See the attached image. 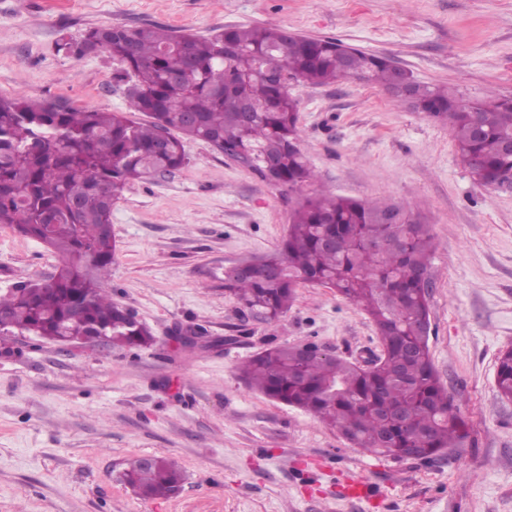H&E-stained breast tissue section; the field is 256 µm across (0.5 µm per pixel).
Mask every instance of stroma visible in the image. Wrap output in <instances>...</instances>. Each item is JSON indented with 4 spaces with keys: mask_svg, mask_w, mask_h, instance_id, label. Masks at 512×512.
<instances>
[{
    "mask_svg": "<svg viewBox=\"0 0 512 512\" xmlns=\"http://www.w3.org/2000/svg\"><path fill=\"white\" fill-rule=\"evenodd\" d=\"M144 24L202 35L277 25L387 57L420 82L512 99V0H0V96L127 111L116 61L65 55L57 41ZM288 91L317 189L407 203L428 224L431 359L472 444L395 461L244 386L238 366L270 345L313 343L351 361L381 346L335 289L299 285L274 322L225 293V267L274 251L301 195L193 140L186 165L128 184L112 205L106 286L154 343L64 350L18 335L0 349V512H512V401L495 384L512 347V185L477 184L447 126L376 85ZM59 264L0 224V294ZM144 455L177 462V495L143 498L123 482ZM361 477L371 496H354Z\"/></svg>",
    "mask_w": 512,
    "mask_h": 512,
    "instance_id": "35a3bbf8",
    "label": "stroma"
}]
</instances>
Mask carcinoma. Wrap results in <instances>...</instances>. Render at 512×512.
<instances>
[{
    "label": "carcinoma",
    "mask_w": 512,
    "mask_h": 512,
    "mask_svg": "<svg viewBox=\"0 0 512 512\" xmlns=\"http://www.w3.org/2000/svg\"><path fill=\"white\" fill-rule=\"evenodd\" d=\"M95 40L119 63L128 83L123 113L0 96V224L45 243L62 257L56 274L0 295V336L51 341L109 337L112 346H145L152 335L105 284L116 241L112 203L125 186L187 162L184 140H202L264 173L279 165L290 190L317 180L298 146V107L290 83L332 84L344 74L343 43L287 36L263 25H231L210 36L158 26H100L58 50L86 54ZM349 73L389 90L404 71L382 56L352 51ZM395 102L448 126L461 159L484 185L504 183L512 155V99L493 91L471 99L440 84L412 82V101ZM483 134L476 136L473 125ZM168 138L161 140V132ZM395 211L403 224H384ZM433 238L412 208L383 199L325 193L305 196L282 243L260 269L224 277V291L274 321L288 311L301 283L326 285L363 309L382 346L378 363L361 367L300 346H276L238 367L246 386L303 409L336 428L355 447L397 460L431 458L470 441L467 423L435 373L429 349L428 294L419 276L430 268ZM500 398L512 401V348L500 353ZM125 483L146 498L168 497L183 483L168 458L133 462Z\"/></svg>",
    "instance_id": "1"
}]
</instances>
